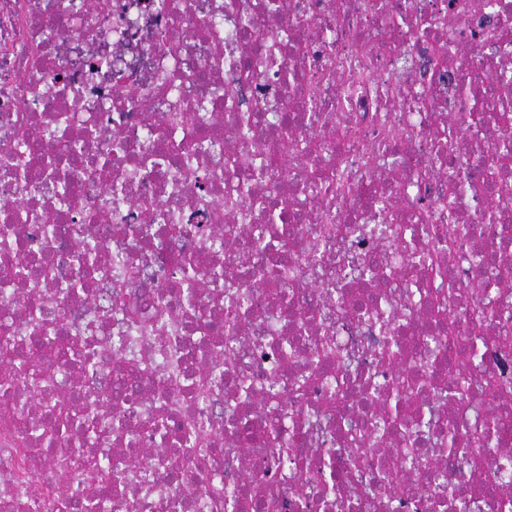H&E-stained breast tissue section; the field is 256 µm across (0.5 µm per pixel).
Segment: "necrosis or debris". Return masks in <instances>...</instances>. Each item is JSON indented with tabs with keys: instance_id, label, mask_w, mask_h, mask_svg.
Listing matches in <instances>:
<instances>
[{
	"instance_id": "obj_1",
	"label": "necrosis or debris",
	"mask_w": 512,
	"mask_h": 512,
	"mask_svg": "<svg viewBox=\"0 0 512 512\" xmlns=\"http://www.w3.org/2000/svg\"><path fill=\"white\" fill-rule=\"evenodd\" d=\"M478 2L288 0L272 11L267 0H0V347L14 366L0 375V512H64L63 502L98 496L117 473L111 512H226L220 502L201 510L200 485L262 494L273 448L253 449L244 464L234 447L243 426L263 431L289 404L302 409L287 428L306 472L289 474L277 512H512V492L488 481L512 468V429L496 436L484 465L468 454L488 412L512 411V330L501 320L512 316V289L496 290L483 358L462 374L469 404L454 411L416 388L449 347L469 344L473 316L463 292L435 316L442 284L411 256L453 250L451 277L463 290L485 274L475 255L512 269V198L506 221H472L490 201L488 179L512 188V158L496 149L498 125H474L460 101L462 88L482 91L488 111L512 125V85L497 81L512 72V32L498 29L512 19V0L487 10ZM244 13L249 42L239 36ZM266 52L274 65L256 68ZM305 100L310 111L290 124L293 155L278 126L248 136L239 127L240 113L282 116ZM185 112L191 125H177ZM444 127L449 150L436 140ZM231 145L268 163L254 206L233 202ZM452 173L474 188L454 202ZM270 194L287 197L288 213L259 250L250 227ZM383 212L406 228L412 250L354 233ZM90 252L96 265L83 262ZM284 252L293 259L284 277L259 283L253 266ZM182 257L211 273L195 312L183 306ZM373 260L390 287L370 290L360 278ZM238 289L251 302L228 337L224 312ZM120 299L139 329L118 322ZM380 306L401 330L395 366L380 363L384 339L367 321ZM443 323L451 341L433 355L421 349L425 325ZM323 336L338 359L331 369L313 354ZM282 341L293 350L286 361ZM131 350L164 386L162 400L148 402L153 381L126 372ZM242 379L253 404L238 399ZM279 379L288 389L267 399ZM401 383L415 389L408 417L432 409L420 433L432 450L428 481L373 497L366 490L382 466L362 443L364 422ZM75 389L90 408L123 399L119 418L101 416L96 440L78 420L64 437L51 430ZM157 419L167 435L154 430ZM200 424L211 435L205 457L185 442ZM450 437L452 454L441 449ZM147 453L163 466L146 482L137 463ZM63 454L106 455L112 465L63 467Z\"/></svg>"
}]
</instances>
